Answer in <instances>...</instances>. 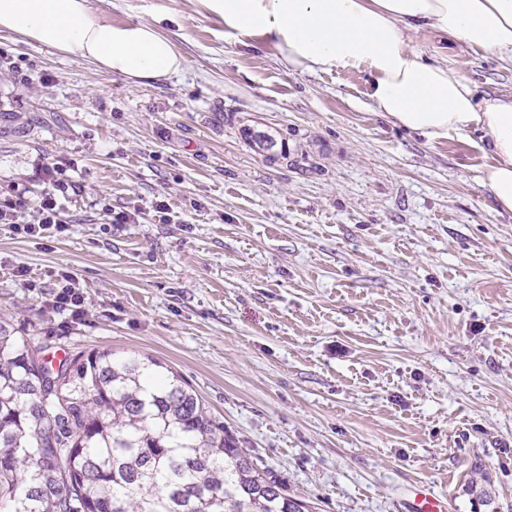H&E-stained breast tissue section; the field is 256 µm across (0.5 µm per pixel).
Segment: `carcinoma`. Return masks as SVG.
Wrapping results in <instances>:
<instances>
[{
	"label": "carcinoma",
	"instance_id": "cac0c4a2",
	"mask_svg": "<svg viewBox=\"0 0 512 512\" xmlns=\"http://www.w3.org/2000/svg\"><path fill=\"white\" fill-rule=\"evenodd\" d=\"M152 356L52 366L0 320V512H305Z\"/></svg>",
	"mask_w": 512,
	"mask_h": 512
}]
</instances>
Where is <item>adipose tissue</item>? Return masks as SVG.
Returning a JSON list of instances; mask_svg holds the SVG:
<instances>
[{"label": "adipose tissue", "instance_id": "obj_1", "mask_svg": "<svg viewBox=\"0 0 512 512\" xmlns=\"http://www.w3.org/2000/svg\"><path fill=\"white\" fill-rule=\"evenodd\" d=\"M226 36L267 45L289 72L359 70L375 111L427 141L476 132L495 160L480 177L512 214V95L479 97L461 70L411 45L428 29L512 61V0H199ZM0 32L86 60L130 85L179 75L187 60L147 21L116 22L89 0H0Z\"/></svg>", "mask_w": 512, "mask_h": 512}]
</instances>
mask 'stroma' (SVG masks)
<instances>
[{"label":"stroma","instance_id":"stroma-1","mask_svg":"<svg viewBox=\"0 0 512 512\" xmlns=\"http://www.w3.org/2000/svg\"><path fill=\"white\" fill-rule=\"evenodd\" d=\"M90 3L159 21L188 65L134 87L0 32V205L32 222L46 167L66 187L64 230L0 223V317L45 361L162 360L312 512H405L420 482L512 512V215L480 181L488 146L395 126L365 73H288L196 0ZM411 44L512 94L510 62ZM67 282L81 315L55 304Z\"/></svg>","mask_w":512,"mask_h":512}]
</instances>
